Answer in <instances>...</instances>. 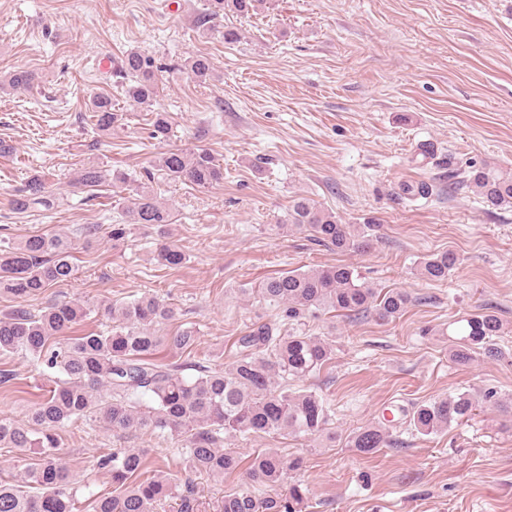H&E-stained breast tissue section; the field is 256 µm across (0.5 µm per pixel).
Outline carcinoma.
<instances>
[{
  "mask_svg": "<svg viewBox=\"0 0 512 512\" xmlns=\"http://www.w3.org/2000/svg\"><path fill=\"white\" fill-rule=\"evenodd\" d=\"M257 0H208L203 21L228 12L247 15ZM156 59L132 49L112 62V75L122 80L125 96L149 108L158 96ZM188 74L204 83L213 74L210 57L197 54L187 62ZM39 81L32 70H18L4 85L27 90ZM95 129L112 130L119 114L112 98L99 94L91 100ZM155 171L146 181L125 173H107L95 163L82 166L71 181L78 190H91L112 181L134 194L133 202L111 225L109 234L120 238L131 224L164 225L173 215L154 192L155 175L173 182H189L208 188L224 180V168L206 150L171 149L160 154ZM471 190L491 209L512 208V173L496 166L472 165L448 176V191ZM51 192L41 176L31 177L14 199L21 211L48 209ZM288 226L306 230L338 252L360 251L371 246L372 225L343 224L336 215L319 208L310 199L293 200ZM78 243L67 234L31 235L20 243L0 247V292L15 298L38 295L73 276V250ZM166 266H178L184 254L175 246L160 251ZM450 252L432 254L419 263V275L431 282L444 281L456 265ZM257 293L279 309L290 325L324 311L357 316L375 314L381 322L398 318L411 302L402 290H383L363 280L349 265L337 264L305 271H289L262 280ZM115 325L107 331L77 334L74 325L90 314L78 300L52 304L36 314L16 310L0 318V356L21 354L34 363L65 375L56 388L29 408V424L0 419V447L15 448L20 455L39 456V463L21 470L11 482L0 479V512H74L77 487L65 463L56 453L57 431L69 422L82 420L113 431L135 430L173 437L176 453L191 471L224 478L241 468L242 460L224 449V436L236 434L298 437L321 433L330 417L328 403L315 390L291 388L288 381L303 380L332 359L326 341L294 332L276 336L263 324L239 339L240 352L228 368L204 365L191 359L197 336L185 328L170 336L158 334L156 326L175 319V310L165 301L144 296L119 307H108ZM502 322L488 308L457 317L448 323V357L467 366L477 356L497 360L502 350L493 342ZM162 347L176 351L180 363L158 362L154 352ZM193 370L192 376L184 371ZM480 408L494 411L512 425V396L494 389L482 393L456 392L414 405L408 413L411 430L421 435L441 433L471 417ZM389 431L369 426L351 438V447L363 455L374 454L388 443ZM112 478V495L93 500V512H158L169 500L176 512H201L202 503L187 490L175 494L164 476H148L149 453L143 448H114L98 462ZM298 458L288 459L275 451H259L248 463V473L259 486L281 484L299 469ZM304 492L289 488L288 500L258 498L252 492L224 495L218 512H302Z\"/></svg>",
  "mask_w": 512,
  "mask_h": 512,
  "instance_id": "cac0c4a2",
  "label": "carcinoma"
}]
</instances>
